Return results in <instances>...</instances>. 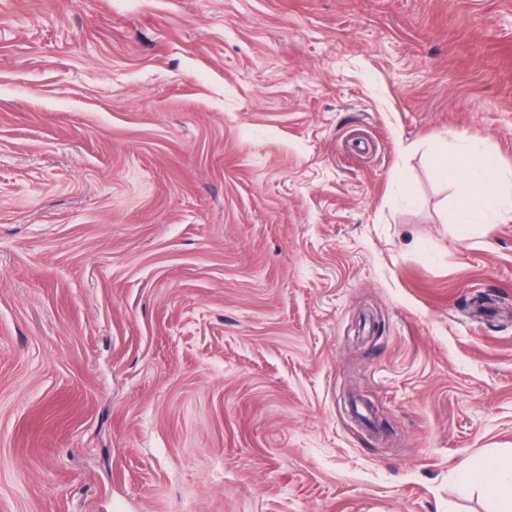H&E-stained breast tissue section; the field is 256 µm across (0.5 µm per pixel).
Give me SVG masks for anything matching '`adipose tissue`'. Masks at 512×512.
Returning a JSON list of instances; mask_svg holds the SVG:
<instances>
[{
    "instance_id": "1",
    "label": "adipose tissue",
    "mask_w": 512,
    "mask_h": 512,
    "mask_svg": "<svg viewBox=\"0 0 512 512\" xmlns=\"http://www.w3.org/2000/svg\"><path fill=\"white\" fill-rule=\"evenodd\" d=\"M436 172L458 186L460 204L449 211V223H482L484 205L490 200L506 201L507 213L512 216V176L500 173L492 158L475 155L464 147L440 159Z\"/></svg>"
}]
</instances>
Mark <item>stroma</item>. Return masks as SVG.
<instances>
[{"mask_svg":"<svg viewBox=\"0 0 512 512\" xmlns=\"http://www.w3.org/2000/svg\"><path fill=\"white\" fill-rule=\"evenodd\" d=\"M512 0H0V512H496ZM436 172L456 182L459 190L460 205L448 211V223L481 224L486 218L484 204L489 200H506V214L512 218V177L500 173L492 158L477 156L463 147L440 159ZM464 472L467 479L481 485L484 493L501 505L498 512L512 511V481L503 483L492 472L472 467L465 468Z\"/></svg>","mask_w":512,"mask_h":512,"instance_id":"1","label":"stroma"}]
</instances>
